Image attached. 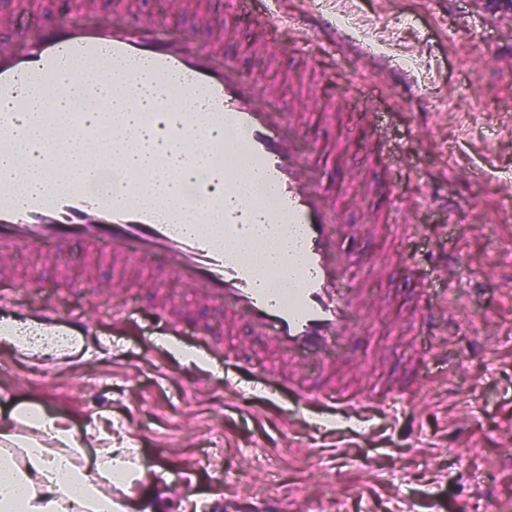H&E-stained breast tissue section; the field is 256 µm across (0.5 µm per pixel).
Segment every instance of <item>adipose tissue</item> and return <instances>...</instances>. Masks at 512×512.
Masks as SVG:
<instances>
[{
  "label": "adipose tissue",
  "instance_id": "1",
  "mask_svg": "<svg viewBox=\"0 0 512 512\" xmlns=\"http://www.w3.org/2000/svg\"><path fill=\"white\" fill-rule=\"evenodd\" d=\"M27 102L18 120L24 132L17 153L36 160L24 180L12 178L13 157L0 155V185L25 197L46 188V173L57 156H65L68 177L84 168L82 138L48 137L41 121L45 112L61 113L66 96L81 94L82 79L54 78L22 83ZM99 446L87 457L79 433L61 416L42 410L18 409L0 419V512H138L132 489L143 477L138 456L100 428Z\"/></svg>",
  "mask_w": 512,
  "mask_h": 512
}]
</instances>
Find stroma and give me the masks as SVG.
Here are the masks:
<instances>
[{"label":"stroma","instance_id":"stroma-1","mask_svg":"<svg viewBox=\"0 0 512 512\" xmlns=\"http://www.w3.org/2000/svg\"><path fill=\"white\" fill-rule=\"evenodd\" d=\"M114 0H0V29L87 28ZM216 41L303 130L350 228L366 315L335 374L356 415L258 382L288 361L174 274L77 238L0 275V414L37 407L136 448L146 508L512 512V22L499 0H126ZM366 112L369 122L356 123ZM447 255V270L436 259ZM171 308L182 337L159 318ZM419 307L446 308L448 334ZM240 354L246 371L224 361Z\"/></svg>","mask_w":512,"mask_h":512}]
</instances>
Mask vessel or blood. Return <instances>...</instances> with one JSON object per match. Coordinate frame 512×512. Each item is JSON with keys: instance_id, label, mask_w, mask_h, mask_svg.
<instances>
[{"instance_id": "1", "label": "vessel or blood", "mask_w": 512, "mask_h": 512, "mask_svg": "<svg viewBox=\"0 0 512 512\" xmlns=\"http://www.w3.org/2000/svg\"><path fill=\"white\" fill-rule=\"evenodd\" d=\"M85 17L78 10L56 27L0 41V100L13 101L21 80L65 74L69 60L115 73L127 61L147 60L157 83L177 81L179 89L199 91L205 100L202 116L170 115L163 126L171 139L188 128L204 142L220 130L226 153H243L255 162L264 205L262 235L250 249L237 247L245 234V214L225 206L208 180L195 182L188 203L179 205L165 190L149 188L150 174L126 169L123 151L116 150L112 169L121 191L112 197L98 190L103 170L96 166L66 192L51 188L22 202L0 186V262L22 248L77 236L123 260L173 272L232 317L246 320L291 364L313 358L334 368L328 355L356 332L360 290L347 283L353 258L340 243L346 229L341 213L330 203L328 189L308 176L313 160L301 147L302 130L244 75L234 57L216 47L190 43L182 32L138 22L120 9L114 10L111 27L99 32L85 29ZM102 93L97 82H88L81 99L68 101L65 108L67 124L85 129L83 142L93 153L101 139L88 133V125L99 122L115 130L122 125L119 112L90 111ZM21 132L16 112H0V153L11 152ZM212 212L223 213V223H209L206 216ZM283 237L299 247L301 276L288 286H264L256 256ZM264 377L288 386L303 405L346 402L332 386L313 389L270 371Z\"/></svg>"}]
</instances>
